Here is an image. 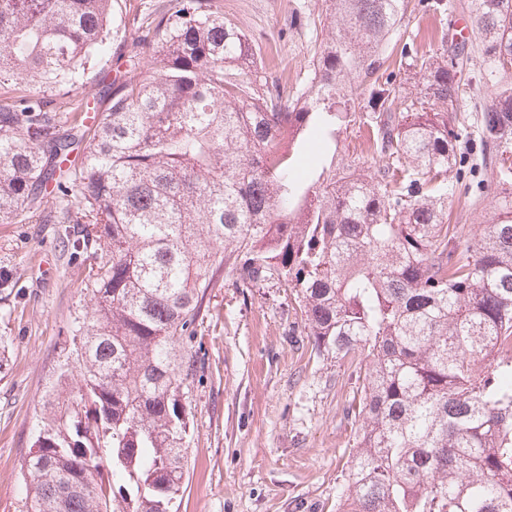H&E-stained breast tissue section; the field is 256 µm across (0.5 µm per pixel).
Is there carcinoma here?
<instances>
[{
	"label": "carcinoma",
	"mask_w": 512,
	"mask_h": 512,
	"mask_svg": "<svg viewBox=\"0 0 512 512\" xmlns=\"http://www.w3.org/2000/svg\"><path fill=\"white\" fill-rule=\"evenodd\" d=\"M112 0H0V83L62 92L0 103V223L36 211L82 224L90 309L22 470L27 512H166L189 437L188 341L220 274L295 288L304 329L336 359L367 360L357 450L339 512H512V88L481 113L497 218L464 249L448 224L462 176L466 44L399 58L383 44L407 0H323L304 87L260 75L250 37L213 0L132 18L139 74L84 94L111 56ZM492 77L512 67V0H470ZM423 77L402 94L396 71ZM368 82L366 110L351 82ZM95 111L91 124L78 115ZM370 130L378 166L336 161ZM77 167L67 165L73 151Z\"/></svg>",
	"instance_id": "carcinoma-1"
}]
</instances>
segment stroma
<instances>
[{
	"instance_id": "35a3bbf8",
	"label": "stroma",
	"mask_w": 512,
	"mask_h": 512,
	"mask_svg": "<svg viewBox=\"0 0 512 512\" xmlns=\"http://www.w3.org/2000/svg\"><path fill=\"white\" fill-rule=\"evenodd\" d=\"M164 0H112L113 55L136 53L128 21ZM445 13L409 0L402 28L388 51L405 41L435 49L442 28L461 31L476 79L489 63L472 28L468 0H446ZM225 19L253 40L267 77L299 88L320 36L301 26L320 0H217ZM512 69L484 83L479 98L460 101L462 126L474 130L478 112ZM473 177L458 182L450 209L459 246H466L497 213L493 178L479 151L467 156ZM61 225L30 219L0 224V512H23L21 461L37 438L41 398L71 352L72 331L89 306L85 276L92 256L60 240ZM192 346L201 366L185 403L191 437L177 512H337L356 424L350 404L362 382L361 356L320 353L304 330L293 289L270 279L239 288L234 276L209 289Z\"/></svg>"
}]
</instances>
